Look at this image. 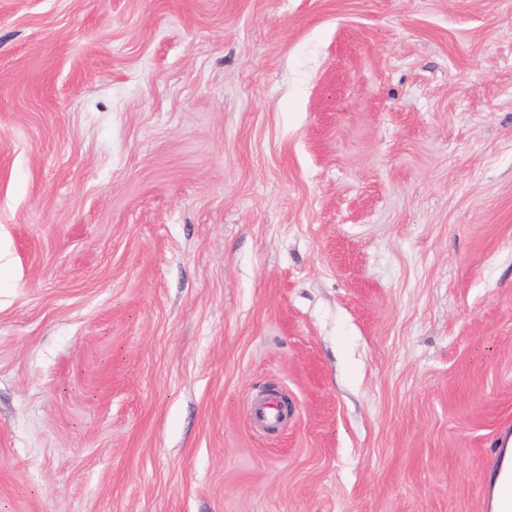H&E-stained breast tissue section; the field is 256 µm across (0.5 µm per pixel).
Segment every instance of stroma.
<instances>
[{
	"label": "stroma",
	"mask_w": 512,
	"mask_h": 512,
	"mask_svg": "<svg viewBox=\"0 0 512 512\" xmlns=\"http://www.w3.org/2000/svg\"><path fill=\"white\" fill-rule=\"evenodd\" d=\"M508 431L512 0H0V512H487Z\"/></svg>",
	"instance_id": "1"
}]
</instances>
